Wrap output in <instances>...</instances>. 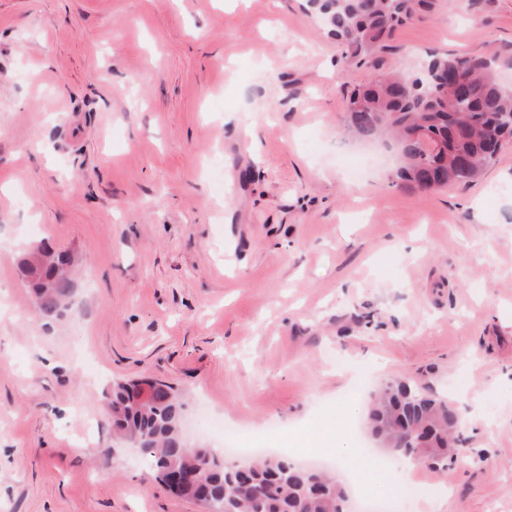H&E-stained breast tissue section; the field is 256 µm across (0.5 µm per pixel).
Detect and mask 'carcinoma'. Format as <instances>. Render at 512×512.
Masks as SVG:
<instances>
[{
  "mask_svg": "<svg viewBox=\"0 0 512 512\" xmlns=\"http://www.w3.org/2000/svg\"><path fill=\"white\" fill-rule=\"evenodd\" d=\"M427 0H326L318 9L343 56H374L393 30ZM392 64L350 98L347 128L361 141L391 140L400 165L394 177L414 188L441 190L480 180L496 159L487 135L512 140V89L500 83L496 64L471 56H435L424 67V88ZM43 262L28 284L35 296L32 319L49 325L72 308L77 281L73 264L39 249ZM142 400L132 385L112 384L105 408L123 441L137 439L154 460L156 478L196 471L201 480L192 498L212 512H346L347 492L336 476L298 465L286 457L258 459L241 469L205 445L190 446L181 433L176 389ZM368 421L402 459H417L435 472L463 461L460 420L448 400L417 383L392 379L378 393Z\"/></svg>",
  "mask_w": 512,
  "mask_h": 512,
  "instance_id": "1",
  "label": "carcinoma"
}]
</instances>
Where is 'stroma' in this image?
<instances>
[{
    "mask_svg": "<svg viewBox=\"0 0 512 512\" xmlns=\"http://www.w3.org/2000/svg\"><path fill=\"white\" fill-rule=\"evenodd\" d=\"M348 63L307 0H0V512H207L112 424L113 382L181 395L264 451L336 458L392 378L464 424L467 462L405 512H512V142L483 180L424 192L349 173L351 90L383 63L496 59L512 0H431ZM77 254L70 318L30 324L18 270Z\"/></svg>",
    "mask_w": 512,
    "mask_h": 512,
    "instance_id": "35a3bbf8",
    "label": "stroma"
}]
</instances>
